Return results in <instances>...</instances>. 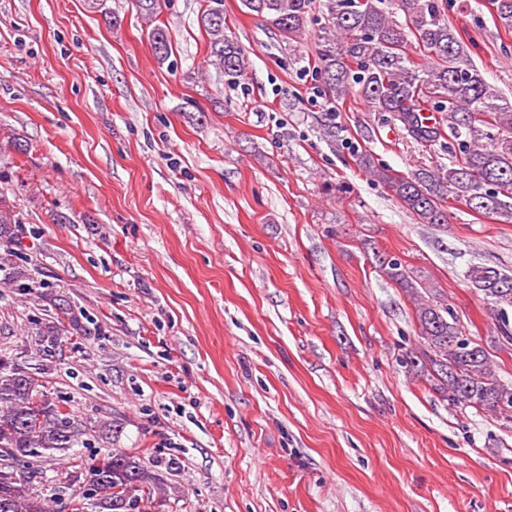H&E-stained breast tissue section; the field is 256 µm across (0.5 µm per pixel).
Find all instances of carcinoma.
<instances>
[{"mask_svg": "<svg viewBox=\"0 0 512 512\" xmlns=\"http://www.w3.org/2000/svg\"><path fill=\"white\" fill-rule=\"evenodd\" d=\"M494 17L512 29V0H495ZM242 0L265 19L286 47L318 26L319 49L313 67L317 92L327 116L323 135L331 140L340 128L337 106L349 99L370 112H387L412 138L435 142L448 138L451 164L401 175L369 149L354 160L373 181L388 187L418 224L448 223V198L474 212L512 221V101L485 80L471 59L469 46L448 18L453 0ZM405 22L392 17L391 6ZM140 13L155 23L149 41L155 57L171 52L166 30L157 24L161 0H137ZM210 40V57L236 86L248 78L245 55L224 31L223 0H208L201 16ZM421 112L448 113V134L420 121ZM14 211L0 200V285L17 279L11 245L18 236ZM385 275L416 300L419 352L403 363L422 373L450 406L481 408L512 422V387L498 379L486 349L464 335L442 294L434 293L399 260L383 267ZM472 288L497 312L502 339L512 344V273L474 265L466 271ZM59 330L39 327L35 349L55 357ZM0 356V512H147L160 474L122 448L98 451L86 463L89 480L81 494L48 501L30 491V480L44 465L73 448L87 447L86 429L71 408L50 396L44 374Z\"/></svg>", "mask_w": 512, "mask_h": 512, "instance_id": "cac0c4a2", "label": "carcinoma"}]
</instances>
